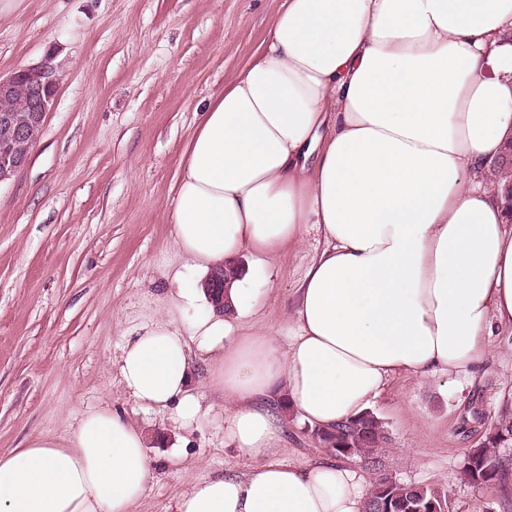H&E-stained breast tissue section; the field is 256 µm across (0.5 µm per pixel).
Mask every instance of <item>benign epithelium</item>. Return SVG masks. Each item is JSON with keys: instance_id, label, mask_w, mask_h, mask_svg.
<instances>
[{"instance_id": "7a95c632", "label": "benign epithelium", "mask_w": 512, "mask_h": 512, "mask_svg": "<svg viewBox=\"0 0 512 512\" xmlns=\"http://www.w3.org/2000/svg\"><path fill=\"white\" fill-rule=\"evenodd\" d=\"M59 85V75L50 60L24 67L4 77L0 75V128L5 134L0 154V182L27 165L33 142L30 130L44 124ZM25 98L26 124H20L11 103Z\"/></svg>"}]
</instances>
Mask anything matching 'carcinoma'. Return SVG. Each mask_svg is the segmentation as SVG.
<instances>
[{"mask_svg":"<svg viewBox=\"0 0 512 512\" xmlns=\"http://www.w3.org/2000/svg\"><path fill=\"white\" fill-rule=\"evenodd\" d=\"M315 435L330 454L378 471L365 512H448V500L440 490L401 483L384 471L380 451L389 445L390 438L374 414L339 424L332 430H317ZM511 440L512 409L506 407L486 427L481 444L467 452L461 479L477 487L506 481L512 458L501 455L499 448Z\"/></svg>","mask_w":512,"mask_h":512,"instance_id":"carcinoma-1","label":"carcinoma"}]
</instances>
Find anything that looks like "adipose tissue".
Wrapping results in <instances>:
<instances>
[{
    "label": "adipose tissue",
    "mask_w": 512,
    "mask_h": 512,
    "mask_svg": "<svg viewBox=\"0 0 512 512\" xmlns=\"http://www.w3.org/2000/svg\"><path fill=\"white\" fill-rule=\"evenodd\" d=\"M512 140V0H280L249 62L211 96L174 187L171 285L113 360L139 406L190 429L194 361L246 471L188 480L173 512H364L373 477L290 459L289 417L331 428L406 372L452 381L512 328V220L486 182ZM315 225L293 333L249 326L263 298L212 276L264 263ZM148 436L109 407L0 452V512H134Z\"/></svg>",
    "instance_id": "1"
}]
</instances>
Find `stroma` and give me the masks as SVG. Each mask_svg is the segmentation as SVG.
Wrapping results in <instances>:
<instances>
[{"label":"stroma","mask_w":512,"mask_h":512,"mask_svg":"<svg viewBox=\"0 0 512 512\" xmlns=\"http://www.w3.org/2000/svg\"><path fill=\"white\" fill-rule=\"evenodd\" d=\"M276 8L277 0H11L0 10V73L48 59L60 74L27 166L0 183V450L30 434L64 436L88 409L125 412L151 436L135 512H171L185 480L246 465L224 447L221 407L178 432L129 398L112 358L179 266L172 189L205 102L248 63ZM323 246L311 226L301 245L264 265L237 260L267 292L257 324L278 327L280 342L288 296ZM490 344L473 378L445 388L400 373L371 405L390 438L386 472L440 489L449 512H512L499 486L460 478L485 422L512 407V330Z\"/></svg>","instance_id":"stroma-1"}]
</instances>
